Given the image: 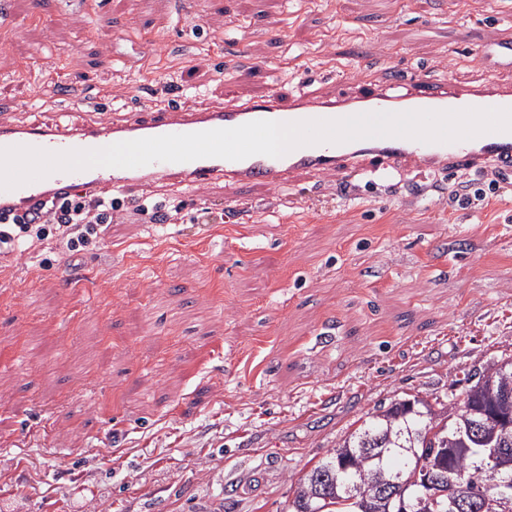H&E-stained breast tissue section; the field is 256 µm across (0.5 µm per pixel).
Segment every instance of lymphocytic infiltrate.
<instances>
[{"mask_svg":"<svg viewBox=\"0 0 512 512\" xmlns=\"http://www.w3.org/2000/svg\"><path fill=\"white\" fill-rule=\"evenodd\" d=\"M132 218L141 224H165L172 215L148 195L130 199L109 189L77 192L42 202L8 223L0 222V254L20 256L51 242L66 255L80 256L101 248L112 223Z\"/></svg>","mask_w":512,"mask_h":512,"instance_id":"1","label":"lymphocytic infiltrate"}]
</instances>
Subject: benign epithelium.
<instances>
[{"mask_svg": "<svg viewBox=\"0 0 512 512\" xmlns=\"http://www.w3.org/2000/svg\"><path fill=\"white\" fill-rule=\"evenodd\" d=\"M412 455L415 466L405 483L395 482L383 473L374 475L372 481L357 487L354 498L359 500L363 512L369 510V501L383 498L384 503L393 505L396 512H433L438 505V499L445 497L448 505L453 507L471 493L473 480L465 477L464 473L453 468L449 469L452 476L448 485L441 487L432 482V459L434 451L429 448H414ZM484 471L487 474H499L512 466V450L509 448L484 449ZM422 485L426 492L422 496L407 498L405 489L411 485ZM483 512H512V496L506 493L488 495L484 499Z\"/></svg>", "mask_w": 512, "mask_h": 512, "instance_id": "benign-epithelium-1", "label": "benign epithelium"}]
</instances>
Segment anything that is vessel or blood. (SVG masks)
Masks as SVG:
<instances>
[{
	"label": "vessel or blood",
	"instance_id": "b4317fda",
	"mask_svg": "<svg viewBox=\"0 0 512 512\" xmlns=\"http://www.w3.org/2000/svg\"><path fill=\"white\" fill-rule=\"evenodd\" d=\"M512 109V85L495 79L448 86L424 74L414 76L411 90L397 94L390 87H370L354 96L299 91L282 97L277 90L248 99H227L203 105H161L146 118L89 123L77 127L32 121L0 123V148L25 146L50 152L90 150L146 137L186 134L269 120L291 123L337 120L371 112L401 113L469 108ZM387 171L408 166L424 171L491 168L512 175V131H496L451 143H425L410 138L374 137L344 143L303 145L280 157L253 155L243 160L204 158L189 162H154L138 168L94 167L57 171L18 186L0 190V214H22L39 202L74 192H92L101 186L124 190L137 184L148 188L167 183L180 188L184 198L199 197L208 185L220 181L233 188L245 183L271 190L287 188L300 173L329 175L346 166Z\"/></svg>",
	"mask_w": 512,
	"mask_h": 512
}]
</instances>
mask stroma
Wrapping results in <instances>:
<instances>
[{"instance_id": "35a3bbf8", "label": "stroma", "mask_w": 512, "mask_h": 512, "mask_svg": "<svg viewBox=\"0 0 512 512\" xmlns=\"http://www.w3.org/2000/svg\"><path fill=\"white\" fill-rule=\"evenodd\" d=\"M0 121L79 126L270 88L353 94L484 56L512 0H9ZM53 61L81 103L55 96ZM494 172L301 173L273 192L159 183L177 224L77 258L0 256V512H291L380 406L459 401L512 358V183Z\"/></svg>"}]
</instances>
